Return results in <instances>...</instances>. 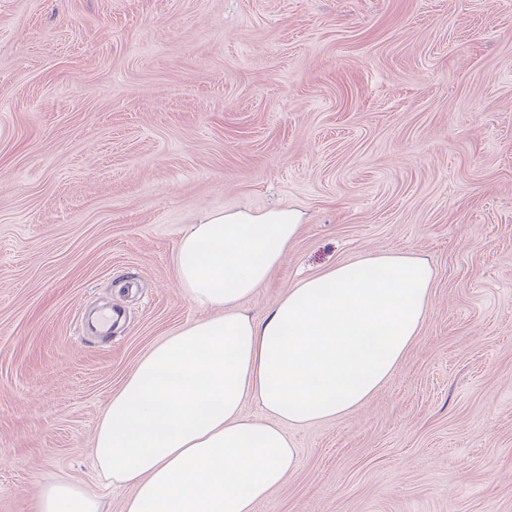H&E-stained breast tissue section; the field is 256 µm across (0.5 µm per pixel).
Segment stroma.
<instances>
[{
	"instance_id": "stroma-1",
	"label": "stroma",
	"mask_w": 512,
	"mask_h": 512,
	"mask_svg": "<svg viewBox=\"0 0 512 512\" xmlns=\"http://www.w3.org/2000/svg\"><path fill=\"white\" fill-rule=\"evenodd\" d=\"M301 213L245 310L367 253L433 271L367 404L290 428L258 512H512V0H0V512L93 463L137 361L208 317L207 212Z\"/></svg>"
}]
</instances>
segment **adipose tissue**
<instances>
[{
  "label": "adipose tissue",
  "mask_w": 512,
  "mask_h": 512,
  "mask_svg": "<svg viewBox=\"0 0 512 512\" xmlns=\"http://www.w3.org/2000/svg\"><path fill=\"white\" fill-rule=\"evenodd\" d=\"M293 209L203 215L175 254L182 295L209 317L142 357L113 393L94 459L132 487L123 512H257L298 462L290 425L341 418L392 378L427 320L432 270L395 252L341 262L297 282L263 316L254 297L296 238ZM253 402L259 421L242 412ZM37 512H102L63 481Z\"/></svg>",
  "instance_id": "ef3b65f1"
}]
</instances>
